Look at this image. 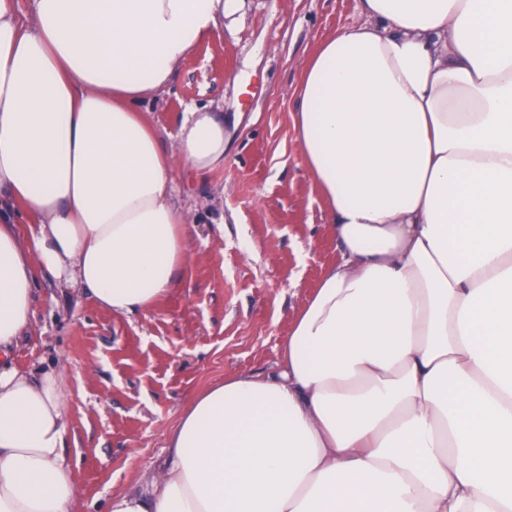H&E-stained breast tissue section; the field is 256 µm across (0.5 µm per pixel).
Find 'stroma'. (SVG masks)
<instances>
[{
  "instance_id": "stroma-1",
  "label": "stroma",
  "mask_w": 512,
  "mask_h": 512,
  "mask_svg": "<svg viewBox=\"0 0 512 512\" xmlns=\"http://www.w3.org/2000/svg\"><path fill=\"white\" fill-rule=\"evenodd\" d=\"M359 20V0H241L164 93L143 103L165 145L193 110L223 112L229 141L223 167L207 175L172 167L174 200L196 231L160 302L116 316L39 275L37 338L17 362L65 375L74 512H106L110 496L157 473L169 429L197 394L275 369L337 260L326 203L296 142V92L318 45Z\"/></svg>"
}]
</instances>
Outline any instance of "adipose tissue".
<instances>
[{
	"label": "adipose tissue",
	"mask_w": 512,
	"mask_h": 512,
	"mask_svg": "<svg viewBox=\"0 0 512 512\" xmlns=\"http://www.w3.org/2000/svg\"><path fill=\"white\" fill-rule=\"evenodd\" d=\"M240 2L0 0V512L76 497L63 374L14 363L35 273L120 316L174 288L172 163L223 166L224 115L170 149L141 106ZM360 11L292 114L336 263L276 370L196 396L107 512H512V0Z\"/></svg>",
	"instance_id": "ef3b65f1"
}]
</instances>
